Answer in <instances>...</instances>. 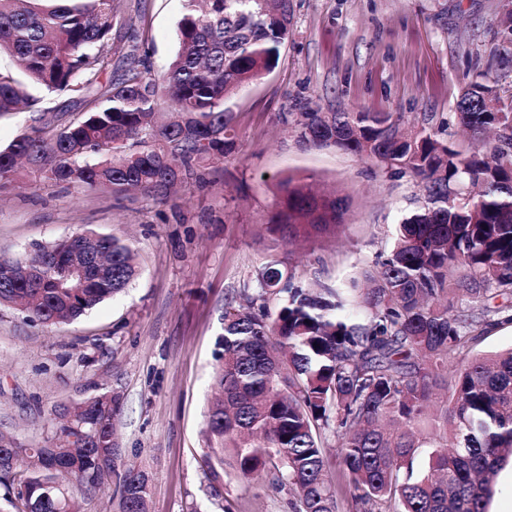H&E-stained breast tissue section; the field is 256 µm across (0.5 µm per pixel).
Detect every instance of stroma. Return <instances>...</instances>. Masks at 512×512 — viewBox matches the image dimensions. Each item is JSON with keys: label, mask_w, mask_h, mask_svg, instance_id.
<instances>
[{"label": "stroma", "mask_w": 512, "mask_h": 512, "mask_svg": "<svg viewBox=\"0 0 512 512\" xmlns=\"http://www.w3.org/2000/svg\"><path fill=\"white\" fill-rule=\"evenodd\" d=\"M292 34L272 73L227 102L237 148L156 202L139 192L39 181L20 171L0 182V256L25 259L79 233L119 238L139 274L126 293L56 325L0 305V434L43 441L50 410L104 393L122 398L115 440L126 464L146 473L149 512H295L294 494L272 478L242 477L232 456L213 484L206 473L207 414L220 363L224 309L248 278L278 256L296 285L359 277L388 251L395 224L419 207L421 188L336 148L301 144L286 112H393L406 128L451 122L462 90L484 72L512 106V0H292ZM163 74L177 50L181 0H116ZM306 176L344 198L342 224L277 242L268 229L281 177ZM338 483V512H362L340 464L333 431L321 434Z\"/></svg>", "instance_id": "35a3bbf8"}]
</instances>
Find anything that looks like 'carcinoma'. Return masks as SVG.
Instances as JSON below:
<instances>
[{"instance_id":"carcinoma-1","label":"carcinoma","mask_w":512,"mask_h":512,"mask_svg":"<svg viewBox=\"0 0 512 512\" xmlns=\"http://www.w3.org/2000/svg\"><path fill=\"white\" fill-rule=\"evenodd\" d=\"M292 0H182L180 47L155 76L131 20L113 0H0V53L25 79L0 71V115L41 111L45 97L76 92L83 117L43 122L0 149V180L23 160L37 178L115 194L134 189L154 199L204 163H217L237 140L226 101L271 72L291 35ZM130 61L107 84L112 54ZM488 74L455 103L460 127L496 131L485 152L455 148L432 118L412 132L392 112H305L299 141L397 166L419 180L423 204L398 224L390 252L363 273L357 307L340 288L305 289L271 258L245 284L248 306L224 309L218 339L223 365L207 419L208 479L220 480L224 449L238 472H269L299 496V512H337L325 469L321 430L335 426L341 464L364 512H488L499 471L512 463V349L464 358L436 416L435 374L491 329L512 324V110L499 106ZM270 230L306 238L342 223L344 200L317 195L305 178L279 181ZM66 252L101 257L110 275L84 288H60L48 268L41 288H6L0 305L19 303L45 325L73 321L123 293L137 275L119 239L76 234L35 258ZM277 302L270 311L268 303ZM119 397L75 403L59 419L52 447L19 445L24 470L0 471L13 512H83L80 496L111 480L120 512H148L149 484L110 460ZM430 449L416 476L418 449Z\"/></svg>"}]
</instances>
